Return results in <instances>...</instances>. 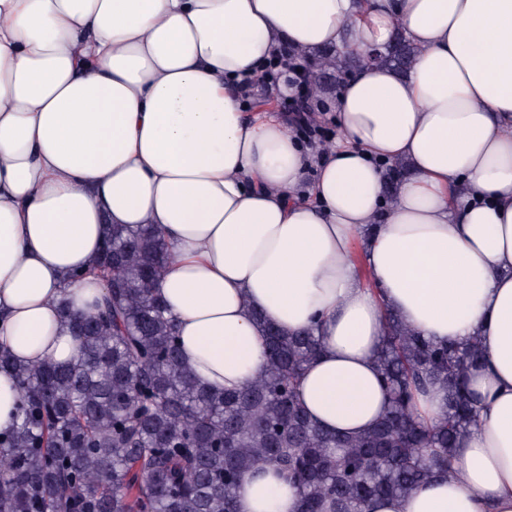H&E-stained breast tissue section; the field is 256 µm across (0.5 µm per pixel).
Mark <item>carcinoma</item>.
<instances>
[{
  "instance_id": "obj_1",
  "label": "carcinoma",
  "mask_w": 512,
  "mask_h": 512,
  "mask_svg": "<svg viewBox=\"0 0 512 512\" xmlns=\"http://www.w3.org/2000/svg\"><path fill=\"white\" fill-rule=\"evenodd\" d=\"M418 53L398 31L376 62L405 75ZM365 63L336 49L318 67L346 77ZM167 261L151 227L106 225L90 270L105 292L80 319L61 306L80 356L30 365L0 349L21 395L15 429L0 437V512H236L242 478L265 463L298 489L300 512H366L451 475L478 418L467 385L482 358L477 339L437 343L385 311L376 361L387 414L357 435L331 433L298 402L321 351L312 329L264 324L266 369L242 388L215 393L197 379L154 290ZM429 383L446 387L433 424L413 405Z\"/></svg>"
}]
</instances>
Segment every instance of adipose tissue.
Wrapping results in <instances>:
<instances>
[{
  "label": "adipose tissue",
  "instance_id": "obj_1",
  "mask_svg": "<svg viewBox=\"0 0 512 512\" xmlns=\"http://www.w3.org/2000/svg\"><path fill=\"white\" fill-rule=\"evenodd\" d=\"M418 47L407 75L366 64L336 95L339 136L312 154L241 84L288 50ZM412 175L386 203L385 166ZM108 224H150L158 293L186 366L211 389L261 373L260 320L316 328L299 398L355 435L388 398L384 310L440 343L480 341V416L455 474L370 512H512V0H0V347L67 363L60 307ZM74 271L78 281H68ZM237 512H299L266 464Z\"/></svg>",
  "mask_w": 512,
  "mask_h": 512
}]
</instances>
